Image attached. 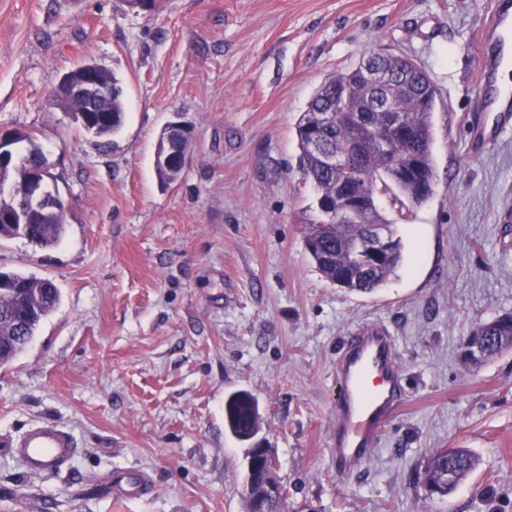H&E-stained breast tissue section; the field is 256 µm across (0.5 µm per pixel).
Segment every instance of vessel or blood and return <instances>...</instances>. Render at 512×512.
Returning a JSON list of instances; mask_svg holds the SVG:
<instances>
[{
    "mask_svg": "<svg viewBox=\"0 0 512 512\" xmlns=\"http://www.w3.org/2000/svg\"><path fill=\"white\" fill-rule=\"evenodd\" d=\"M479 43L482 53L475 89L481 119L469 145L474 153L512 129V87H503L498 80L501 70L512 68V0H490ZM392 346L385 329L363 327L354 332L336 361V379L341 388L337 404L341 438L332 453L340 472L366 461L370 447L379 440L388 417L401 400L399 367ZM10 448L23 459L32 476L61 471L76 454L72 434L51 421L32 426L21 438L11 441ZM150 490L139 473L121 474L112 482V493L119 499L142 496Z\"/></svg>",
    "mask_w": 512,
    "mask_h": 512,
    "instance_id": "vessel-or-blood-1",
    "label": "vessel or blood"
}]
</instances>
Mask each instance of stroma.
<instances>
[{
	"label": "stroma",
	"mask_w": 512,
	"mask_h": 512,
	"mask_svg": "<svg viewBox=\"0 0 512 512\" xmlns=\"http://www.w3.org/2000/svg\"><path fill=\"white\" fill-rule=\"evenodd\" d=\"M487 0H0V131H36L70 213L58 244L0 242V269L54 282L59 307L0 365V440L52 420L67 471L28 475L0 447V512H244L247 446L224 424L244 390L288 512H512V351L460 343L512 313V131L468 151ZM403 52L437 91L433 194L395 224L400 269L370 294L316 271L313 192L295 123L328 77ZM85 61L114 72L125 121L102 150L52 103ZM193 129L176 182L154 168L169 122ZM394 338L406 401L360 471L339 474L333 367L344 338ZM464 447L477 471L444 499L417 473ZM149 495L112 497L115 471Z\"/></svg>",
	"instance_id": "35a3bbf8"
}]
</instances>
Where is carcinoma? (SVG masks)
Instances as JSON below:
<instances>
[{
    "label": "carcinoma",
    "mask_w": 512,
    "mask_h": 512,
    "mask_svg": "<svg viewBox=\"0 0 512 512\" xmlns=\"http://www.w3.org/2000/svg\"><path fill=\"white\" fill-rule=\"evenodd\" d=\"M367 63L391 69L392 83L378 90L364 80L363 65L327 78L298 117L295 134L299 146L297 168L315 191L314 215L307 218L305 246L316 270L329 283L361 293L380 288L403 261V245L394 222L381 212L378 198L387 196L404 216L407 205H419L433 192L432 154L436 88L412 59L402 54L371 52ZM104 85L112 91L103 98V112L92 117V135L108 148L123 124L125 103L120 79L108 73ZM391 96L400 125L393 129L385 112L369 111L374 95ZM344 105L348 113L326 124L322 114ZM406 138L414 170L402 174L389 163L386 147ZM352 199L358 218L340 221L328 204ZM66 223L55 215H40L21 227L0 220V240L25 238L38 246L58 243ZM389 236L384 258L375 262L367 245L377 231ZM60 303V292L49 279L0 271V363L15 359L31 342L43 319ZM469 340L478 345L482 360L512 349V314L475 324ZM224 417L231 434L251 442L262 419L255 400L246 392L231 393L224 401ZM480 457L469 448H436L424 459L418 479L430 494L445 498L475 472ZM276 483L271 475L252 485L245 495V512H253L263 483Z\"/></svg>",
    "instance_id": "carcinoma-1"
}]
</instances>
